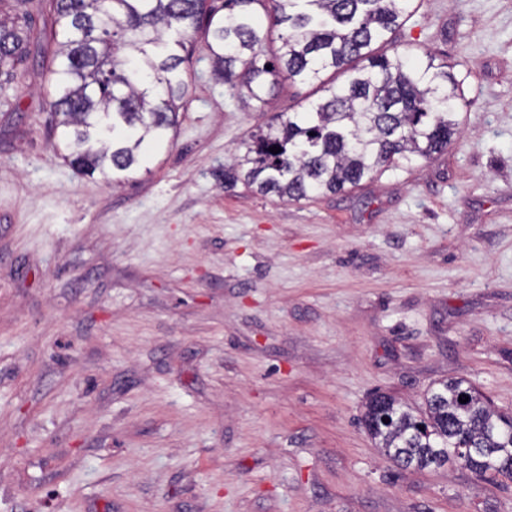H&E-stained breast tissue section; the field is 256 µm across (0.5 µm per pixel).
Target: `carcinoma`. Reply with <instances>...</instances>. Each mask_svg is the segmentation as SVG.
Wrapping results in <instances>:
<instances>
[{"label":"carcinoma","instance_id":"cac0c4a2","mask_svg":"<svg viewBox=\"0 0 512 512\" xmlns=\"http://www.w3.org/2000/svg\"><path fill=\"white\" fill-rule=\"evenodd\" d=\"M414 0H52L57 45L51 112L66 160L88 173H126L178 123L183 64L204 39L215 79L255 111L285 81L319 82L322 96L252 136L224 171L282 199L341 193L387 167L443 153L456 135L464 80L394 35ZM281 45L269 48L273 39ZM41 33L0 17V66L22 62ZM333 78L322 79L327 71ZM342 76L341 84L336 77ZM276 146L281 152L273 154ZM469 401L459 402V397ZM392 415L386 425L381 415ZM509 417L463 379L438 383L421 412L380 392L363 424L397 465L424 470L484 456L512 476ZM426 426L429 434L420 433Z\"/></svg>","mask_w":512,"mask_h":512}]
</instances>
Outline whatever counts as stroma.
Masks as SVG:
<instances>
[{"mask_svg":"<svg viewBox=\"0 0 512 512\" xmlns=\"http://www.w3.org/2000/svg\"><path fill=\"white\" fill-rule=\"evenodd\" d=\"M466 72L430 160L288 201L224 169L264 111L184 65L179 123L119 183L72 168L53 47L0 67V512H512V481L402 470L361 424L462 377L512 411V0H415Z\"/></svg>","mask_w":512,"mask_h":512,"instance_id":"1","label":"stroma"}]
</instances>
